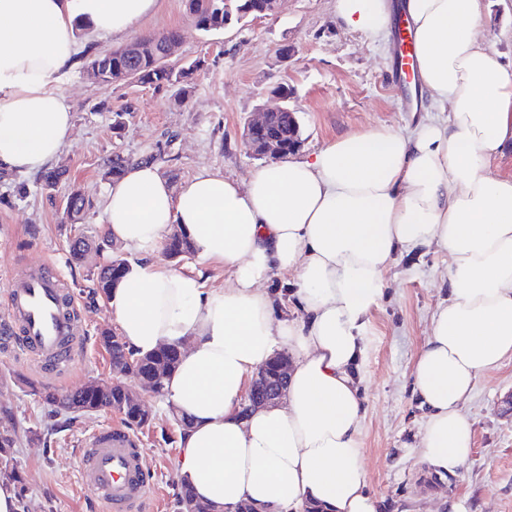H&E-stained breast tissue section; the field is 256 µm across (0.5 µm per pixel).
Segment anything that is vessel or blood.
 I'll return each instance as SVG.
<instances>
[{
  "mask_svg": "<svg viewBox=\"0 0 512 512\" xmlns=\"http://www.w3.org/2000/svg\"><path fill=\"white\" fill-rule=\"evenodd\" d=\"M400 49L392 71L399 84L415 77L413 32L404 18L395 17ZM7 314L0 334L29 360L48 382L64 377L82 341L78 304L55 263L26 265L11 274ZM80 480L105 512H155L157 489L141 444L124 426L97 429L81 445Z\"/></svg>",
  "mask_w": 512,
  "mask_h": 512,
  "instance_id": "vessel-or-blood-1",
  "label": "vessel or blood"
}]
</instances>
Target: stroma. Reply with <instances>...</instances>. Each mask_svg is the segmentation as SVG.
<instances>
[{
	"label": "stroma",
	"mask_w": 512,
	"mask_h": 512,
	"mask_svg": "<svg viewBox=\"0 0 512 512\" xmlns=\"http://www.w3.org/2000/svg\"><path fill=\"white\" fill-rule=\"evenodd\" d=\"M482 9L481 40L511 66L512 0H482ZM171 29L180 32L181 41L169 66L200 64L190 84L106 85L91 75L88 64L95 56ZM394 52L393 42L374 43L338 27L334 0H281L274 15L234 21L209 33L194 26L185 0H158L154 13L126 38L101 34L84 40L76 67L63 79L74 113L73 135L56 162L66 171L64 180L49 192L39 175L0 173V315L7 310L8 274L49 256L78 300L83 329L79 355L56 383L40 379L17 350L0 347V410L10 411L17 427L14 469H0V480L18 478L28 512H99L79 479L81 442L86 433L119 419L105 411L55 414L40 397L111 376L99 336L120 331L106 301L92 293L88 266L68 259L64 207L71 190L81 189L91 200L80 230L97 240L105 235L102 210L109 186L103 162L112 154H162L159 170L176 187L203 168L247 180L263 161L248 150L244 129L258 109L278 105L273 90L282 85L301 128L299 156L369 126L411 132L428 118L429 99L420 95L418 111L406 110L401 90L388 76ZM118 111L124 112L125 125L117 133ZM152 259L199 275L208 288L224 287L229 278L223 264L197 255L179 263L161 247ZM448 263L447 252L435 246L399 249L363 333L361 441L367 489L379 499L380 512H448L452 502L464 512H512L511 356L482 373L463 404L473 422L467 466L440 477L420 458L426 410L413 388L412 368L433 315L448 300ZM140 394L151 422L137 434L158 483L159 512H178L179 431L164 399L146 387Z\"/></svg>",
	"instance_id": "obj_1"
}]
</instances>
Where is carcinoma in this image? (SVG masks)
I'll list each match as a JSON object with an SVG mask.
<instances>
[{
	"mask_svg": "<svg viewBox=\"0 0 512 512\" xmlns=\"http://www.w3.org/2000/svg\"><path fill=\"white\" fill-rule=\"evenodd\" d=\"M267 4L268 0H191L188 12L197 29L209 32L216 29V26L224 24L226 16L237 17L250 9L252 15L256 17L257 9ZM178 37L179 32L176 30L146 37L142 42L147 49L141 55L133 57L126 48L120 47L93 58L89 62V67L98 68L99 72L96 76L102 83L108 85L116 82L120 73L130 70H136L141 74L140 83L144 85L160 87L173 83L189 84L195 78L199 64L192 63L176 71L165 65L164 57L160 54L164 47L176 44ZM274 128L293 141L301 140L300 126L296 121L290 125L288 119L280 115L274 122ZM133 161L134 158L130 156L112 155L104 161V178L112 182L120 179ZM71 197L73 205L66 214L70 221L75 223L81 219L86 207V199L78 190L72 192ZM106 243H108L106 239L96 242L78 233L70 242V261L76 265L85 264L90 256L99 252ZM166 248L170 256L178 261L194 253L190 241L178 231L169 237ZM127 268L128 261L123 258L117 266L109 262L90 270L94 293L102 297L108 296L110 289L123 277ZM100 338L107 340L106 352L112 366L118 369L133 367L141 373L152 376V392L157 395L164 394L166 381L180 359L173 347H163L153 353L140 355L122 336L103 331ZM284 358L285 355L280 353L272 357L266 367V376L262 379V385L274 387L284 383L279 369L275 366V362ZM42 400L59 410L70 413L111 411L119 414L124 423L132 427H142L150 422V414L140 399L125 393L121 387H114L107 392H96L85 384L62 394L47 392L42 395ZM15 436L16 424L12 416L5 411L0 415V464L6 468L9 467L10 460L5 453L13 446ZM188 507L192 512H214V506L197 501L191 489L182 483L177 493V508L183 510Z\"/></svg>",
	"mask_w": 512,
	"mask_h": 512,
	"instance_id": "1",
	"label": "carcinoma"
}]
</instances>
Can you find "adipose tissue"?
<instances>
[{
	"instance_id": "obj_1",
	"label": "adipose tissue",
	"mask_w": 512,
	"mask_h": 512,
	"mask_svg": "<svg viewBox=\"0 0 512 512\" xmlns=\"http://www.w3.org/2000/svg\"><path fill=\"white\" fill-rule=\"evenodd\" d=\"M157 0H0V168L35 172L58 158L74 128L60 87L79 51L77 24L121 36ZM419 76L444 121L406 134L373 126L304 159L273 160L248 182L198 171L173 191L151 163L111 184L102 221L109 240L141 259L107 304L143 354L183 348L166 382L169 407L192 424L178 472L216 512H379L360 444L365 409L353 367L398 248L448 253L447 304L431 322L414 386L428 410L421 457L437 474L463 468L472 423L462 406L476 378L512 355V178L490 164L512 132V67L480 42L481 0H404ZM390 0H335L338 26L384 38ZM179 229L230 282L152 262ZM294 274L298 317L263 288ZM290 358L284 402L243 413L260 367Z\"/></svg>"
}]
</instances>
